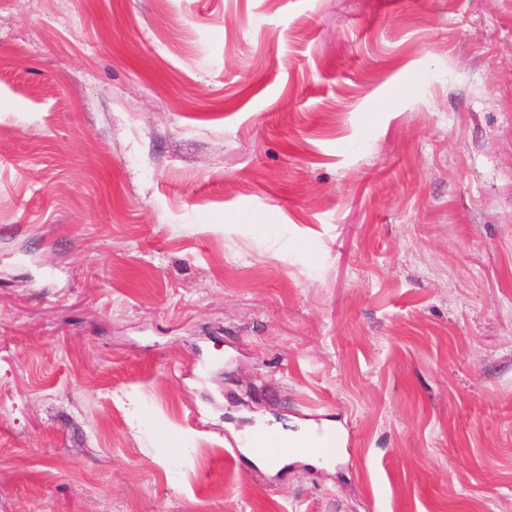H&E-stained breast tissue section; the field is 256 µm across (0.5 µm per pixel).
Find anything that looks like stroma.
<instances>
[{"mask_svg":"<svg viewBox=\"0 0 512 512\" xmlns=\"http://www.w3.org/2000/svg\"><path fill=\"white\" fill-rule=\"evenodd\" d=\"M0 512H512V0H0ZM259 440L263 442V448L253 447V453L256 456H260L263 452L266 456V461L270 466H275L280 460V450L282 451V458H288L289 456H297V453H301L298 448H306L303 454L313 455V456H324V457H332L338 458L341 456V448H335L331 445H327L325 448H320V442L310 436L307 433L299 434L296 436L288 437V438H279L278 441L271 437L268 434L261 433L259 434Z\"/></svg>","mask_w":512,"mask_h":512,"instance_id":"35a3bbf8","label":"stroma"}]
</instances>
